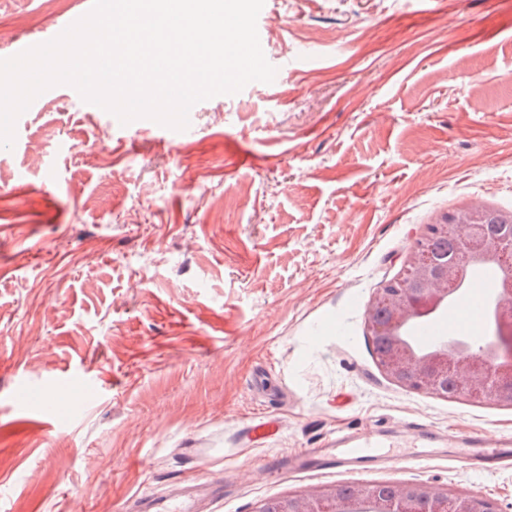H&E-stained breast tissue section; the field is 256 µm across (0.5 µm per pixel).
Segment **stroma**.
I'll list each match as a JSON object with an SVG mask.
<instances>
[{
    "label": "stroma",
    "mask_w": 512,
    "mask_h": 512,
    "mask_svg": "<svg viewBox=\"0 0 512 512\" xmlns=\"http://www.w3.org/2000/svg\"><path fill=\"white\" fill-rule=\"evenodd\" d=\"M91 6L0 29V59ZM257 30L268 62L314 61L199 102L187 139L110 125L57 85L0 148V512H124L211 480L219 512L357 482L512 512V456L463 467L412 429L492 443L512 407L393 384L365 325L423 225L512 210V0H265ZM362 432L397 442L368 472L296 470Z\"/></svg>",
    "instance_id": "35a3bbf8"
}]
</instances>
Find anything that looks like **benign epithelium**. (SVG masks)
Returning <instances> with one entry per match:
<instances>
[{"label":"benign epithelium","instance_id":"1","mask_svg":"<svg viewBox=\"0 0 512 512\" xmlns=\"http://www.w3.org/2000/svg\"><path fill=\"white\" fill-rule=\"evenodd\" d=\"M494 217L496 224L488 223ZM433 237L452 240L458 252H432ZM496 264L503 277L486 304L491 333L480 342L448 335L422 345L413 327L448 312L467 291L469 272ZM366 327L386 341L377 364L394 383L413 390L512 407V211L489 214L461 208L424 225L408 248L402 273L377 289L366 308ZM253 512H497L475 492L450 493L425 483L395 482L392 492L380 485L353 484L341 496L334 486H316L284 498L256 503Z\"/></svg>","mask_w":512,"mask_h":512}]
</instances>
